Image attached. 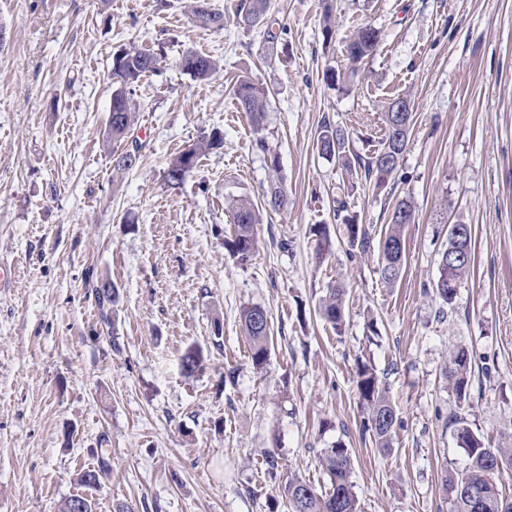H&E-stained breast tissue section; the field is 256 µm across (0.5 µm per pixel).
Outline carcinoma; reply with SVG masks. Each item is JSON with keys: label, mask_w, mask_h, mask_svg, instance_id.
Here are the masks:
<instances>
[{"label": "carcinoma", "mask_w": 512, "mask_h": 512, "mask_svg": "<svg viewBox=\"0 0 512 512\" xmlns=\"http://www.w3.org/2000/svg\"><path fill=\"white\" fill-rule=\"evenodd\" d=\"M267 0H240L236 12V23L246 29L265 28L269 41L276 39L273 26L276 20L268 17ZM191 21L205 29H224V12L206 0H191ZM380 30L371 24L357 27L345 44L350 61L357 63L374 54L380 43ZM158 55L144 48L131 47L116 52L112 57V80L117 88L112 93V105L104 135L112 144L114 170L129 171L125 163L128 152L140 151L137 140L131 138L137 123L134 94L141 78L158 69ZM184 71L195 79L205 81L216 70L217 64L211 56L195 50L186 51L181 58ZM231 94L241 110L246 112L256 131L264 129L267 112L271 105L270 90L257 84L248 76H241L231 88ZM404 104L405 111H394L395 103ZM414 113L410 100L398 97L388 103L383 113L384 135L378 148L366 157L354 154L350 149L348 134L339 126L329 122L322 125L316 142L319 155L336 161L348 172L360 170L364 177L376 187H383L398 172L400 161L409 140ZM223 145V134L214 130L208 135L186 146L169 161L164 173L171 186L183 182L185 172L192 171L202 156ZM261 151L267 154L272 171L267 188L262 195L263 205H258L246 196H233L228 200L233 231L224 237V249L239 263L250 260L257 249L256 225L262 223V211L279 210L286 198L285 185L278 176V156L265 139L257 140ZM415 223V209L408 198H400L392 208L390 221L380 237L382 264L380 277L384 283H396L402 274L405 242L403 231L406 225ZM340 230L349 247V256L370 252L373 237L370 228L345 214ZM313 234L318 237V259L329 253L331 242L326 225L316 224ZM459 249L467 251L460 262H451L448 257ZM473 265L472 238L463 242L448 237L446 246L438 253V276L432 288L442 304L453 307L459 287L470 274ZM94 293L101 322L112 333L109 316L110 307L118 300V290L109 282L94 286ZM345 291L340 286L328 289L319 303L320 318L340 335L344 331ZM243 334L249 343V354L253 367L265 369L270 356L272 341L268 312L261 306H250L241 313ZM472 376V361L468 349L454 348L448 356L444 377L448 388L456 398L457 409L448 416V424L455 427L459 447L465 450L467 464L459 472L444 478L445 489L452 495L454 512H512V496H506L499 485V477L512 472V446L491 448L470 428L466 405L469 401V386ZM357 389L361 405L366 414L364 430L373 437L377 448H391L392 437L401 420L388 395L386 384L375 370L364 362L358 363ZM323 471L330 479L331 487L324 494L298 476H290L277 484L275 492L287 512H359L358 498L351 480L352 459L349 448L338 442L323 449L319 459Z\"/></svg>", "instance_id": "1"}]
</instances>
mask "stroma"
I'll use <instances>...</instances> for the list:
<instances>
[{
    "label": "stroma",
    "instance_id": "obj_1",
    "mask_svg": "<svg viewBox=\"0 0 512 512\" xmlns=\"http://www.w3.org/2000/svg\"><path fill=\"white\" fill-rule=\"evenodd\" d=\"M185 2L0 0V262L16 269L0 288V512H62L75 495L94 512H268L266 455L325 491L319 457L338 441L361 512H453L443 477L467 456L447 423L451 347L472 357L474 432L495 448L512 431V0H269L272 44L235 24L239 0H212L228 18L219 32L194 25ZM367 22L382 40L350 63L344 42ZM132 44L162 61L134 96L139 162L118 174L103 132L112 56ZM189 49L217 59L210 79L183 71ZM330 68L346 89L325 80ZM241 75L272 93L263 133L230 93ZM402 96L414 124L385 189L318 154L326 121L370 154ZM214 128L222 148L168 186L172 156ZM260 135L287 199L241 265L224 249L225 199L260 200L271 175ZM342 183L349 214L377 232L397 199L412 201L396 284L381 281L378 250L349 259L335 230ZM457 222L472 227L474 263L445 313L432 284ZM314 224L332 228L322 260ZM90 276L119 292L112 332ZM337 284L340 335L318 314ZM253 305L273 336L263 374L240 322ZM191 348L201 368L189 377ZM361 360L403 420L387 453L362 430ZM104 461L99 486H83Z\"/></svg>",
    "mask_w": 512,
    "mask_h": 512
}]
</instances>
